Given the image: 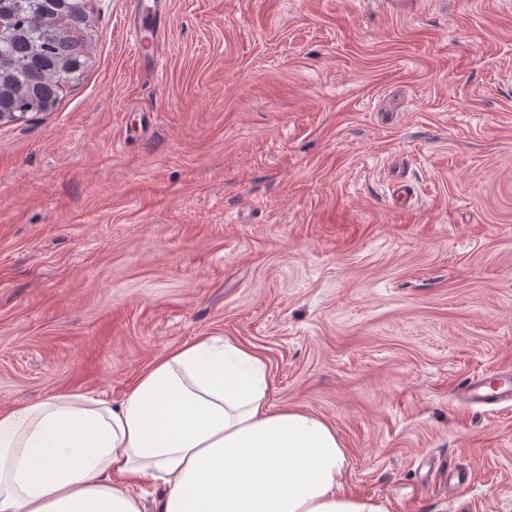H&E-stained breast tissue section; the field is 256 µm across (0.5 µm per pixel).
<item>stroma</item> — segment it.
I'll return each instance as SVG.
<instances>
[{
    "label": "stroma",
    "mask_w": 512,
    "mask_h": 512,
    "mask_svg": "<svg viewBox=\"0 0 512 512\" xmlns=\"http://www.w3.org/2000/svg\"><path fill=\"white\" fill-rule=\"evenodd\" d=\"M169 2L148 74L87 0L83 74L0 124V412L221 336L346 492L512 512V406L460 391L512 371V0Z\"/></svg>",
    "instance_id": "obj_1"
}]
</instances>
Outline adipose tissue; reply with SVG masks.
<instances>
[{
  "instance_id": "obj_1",
  "label": "adipose tissue",
  "mask_w": 512,
  "mask_h": 512,
  "mask_svg": "<svg viewBox=\"0 0 512 512\" xmlns=\"http://www.w3.org/2000/svg\"><path fill=\"white\" fill-rule=\"evenodd\" d=\"M264 362L210 336L120 403L49 396L0 414V512H391L344 491L336 430L275 406Z\"/></svg>"
}]
</instances>
